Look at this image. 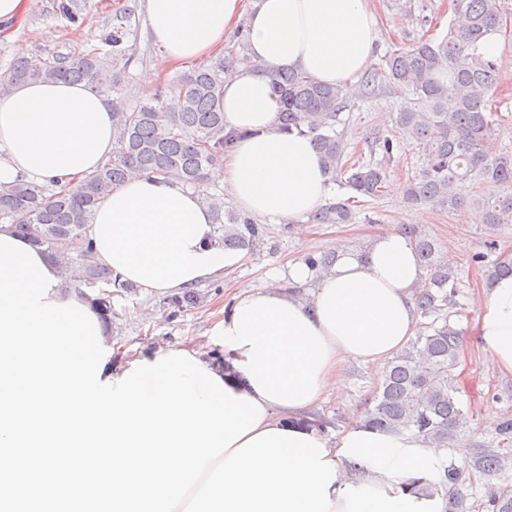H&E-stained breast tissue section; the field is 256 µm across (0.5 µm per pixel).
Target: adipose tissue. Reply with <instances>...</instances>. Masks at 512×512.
Wrapping results in <instances>:
<instances>
[{
  "mask_svg": "<svg viewBox=\"0 0 512 512\" xmlns=\"http://www.w3.org/2000/svg\"><path fill=\"white\" fill-rule=\"evenodd\" d=\"M161 65L201 63L245 27L253 63L224 81V124L243 136L212 167L237 207L252 217L298 222L329 197V176L309 136L285 133L265 74L297 68L317 80L348 84L375 55L376 17L367 0H147ZM112 109L84 85H15L0 97V184L83 179L112 154ZM96 261L121 281L152 294L176 293L222 277L242 253L214 243L211 208L182 183L133 177L100 200L88 228ZM425 272L412 240L397 230L361 251L338 245L328 271L299 262L289 289L235 296L223 317L186 350L235 395L262 404L260 430L283 428L340 391L337 369L349 361L387 362L416 332L414 291ZM302 294L292 293V286ZM474 332L494 370L512 374V275L478 302ZM310 436L337 466L330 512H443L441 496L405 491L408 479L439 481L452 452L411 433L354 424ZM365 469L350 479L348 463Z\"/></svg>",
  "mask_w": 512,
  "mask_h": 512,
  "instance_id": "obj_1",
  "label": "adipose tissue"
}]
</instances>
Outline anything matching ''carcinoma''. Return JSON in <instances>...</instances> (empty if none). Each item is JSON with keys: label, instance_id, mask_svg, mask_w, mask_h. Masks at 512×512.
I'll return each mask as SVG.
<instances>
[{"label": "carcinoma", "instance_id": "obj_1", "mask_svg": "<svg viewBox=\"0 0 512 512\" xmlns=\"http://www.w3.org/2000/svg\"><path fill=\"white\" fill-rule=\"evenodd\" d=\"M464 23L450 27L439 41L421 40L408 49L385 56V77L390 87L408 93L398 112L395 128L369 129L365 140L382 152L380 160L366 159L350 149L336 131L346 91L323 84L297 69H272L267 76L280 103L282 130L311 138L330 180L352 192L345 200L330 202L308 215L311 224H351L356 218L355 197L381 196L387 169L405 136L423 145L425 161L411 178L406 200L433 205L450 212L476 209L484 224H512V153L490 152L488 139L496 125L495 99L500 87L497 61L478 52L491 31L507 33L508 19L502 0H451ZM132 13L112 16V31L104 43L112 50L87 48L63 55L13 63L0 79V95L30 81L82 83L112 104L116 145L94 174L74 187L18 181L0 186V224L28 238L51 256L62 254L80 264L77 287L99 289L93 304L107 325H112V293L102 286L127 288L112 270L97 264L87 226L99 200L132 173L172 178L201 187L206 170L224 159L241 134L224 129V75L251 64L245 41L237 43L185 77L171 95H159L134 108L126 105L123 80L134 59L128 38ZM202 202L215 214L217 245L249 249L260 244L266 228L224 205L221 197ZM399 230L416 246L426 278L415 293L421 316L429 319L416 330L399 353L390 359L369 400L364 419L368 426L394 433L411 432L438 448L467 426L458 406V387L452 371L457 365L464 331L452 326L448 306L456 305L458 282L452 266L434 258V241L414 224ZM498 447L486 448L472 461L444 469L441 479L406 482L412 493L442 496L445 512H471L462 492L473 476L501 478L512 451V418L494 424ZM482 512H512V485L507 483L479 504Z\"/></svg>", "mask_w": 512, "mask_h": 512}]
</instances>
